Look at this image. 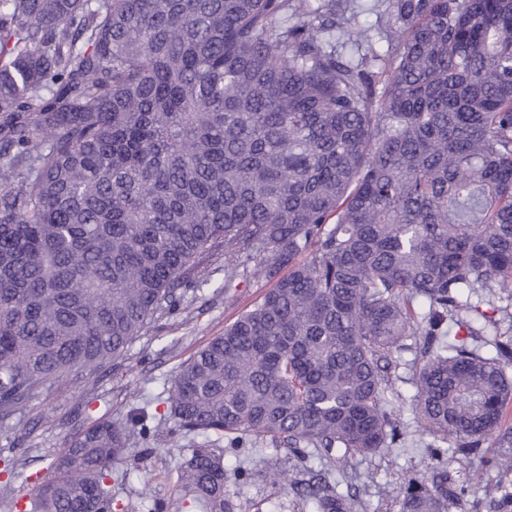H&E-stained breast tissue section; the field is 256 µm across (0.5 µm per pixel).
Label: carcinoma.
Segmentation results:
<instances>
[{"instance_id":"obj_1","label":"carcinoma","mask_w":512,"mask_h":512,"mask_svg":"<svg viewBox=\"0 0 512 512\" xmlns=\"http://www.w3.org/2000/svg\"><path fill=\"white\" fill-rule=\"evenodd\" d=\"M0 0V424L177 309L199 259L272 283L166 390L204 439L175 501L237 512L224 451L343 476L408 447L397 512H451L476 468L512 512V0ZM364 49L356 59L336 42ZM414 340L415 393L399 391ZM147 407L67 442L36 512H116ZM311 473L312 512L354 499ZM362 8L361 12L356 19L357 27L361 29H366L372 27L370 30V34L373 35V42H375V48L380 51H385L387 49V43L385 40H380L379 35L377 33V18L379 17L378 12H382L385 6L381 4V2H376L375 0H362Z\"/></svg>"}]
</instances>
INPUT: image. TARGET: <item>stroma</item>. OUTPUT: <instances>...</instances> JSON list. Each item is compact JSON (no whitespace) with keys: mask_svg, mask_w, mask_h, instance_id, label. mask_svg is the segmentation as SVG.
<instances>
[{"mask_svg":"<svg viewBox=\"0 0 512 512\" xmlns=\"http://www.w3.org/2000/svg\"><path fill=\"white\" fill-rule=\"evenodd\" d=\"M205 282L182 288L178 310L154 321L128 345L117 365L107 367L97 376L84 379L73 376L59 381L48 397L30 402L20 413V424L0 429V512H17V505L28 504L36 485L50 477L56 458L65 449L69 437L88 420L109 417L118 421L127 411L152 398L156 416L167 413L160 393L170 383L183 362L211 338L221 335L225 326L268 289L264 279L236 280L224 285V253L216 251L200 260ZM404 421L412 425L414 447L393 448L375 457L358 459L348 472V481L357 488L356 512H387V494L404 477H427L430 465L428 435L413 426L411 411H404ZM27 448L19 462L22 477H12L5 461L15 446ZM193 446L191 438L179 433L163 434L159 443L145 445L131 442L129 451L116 464V471H129L128 481H113L112 493L131 512H143L150 501L173 499L178 468ZM276 459L286 476L273 484L259 477L267 460ZM248 466L256 473L246 485L229 482L241 512H253L254 506L275 507L276 512H300L290 481L296 470L284 448L257 445Z\"/></svg>","mask_w":512,"mask_h":512,"instance_id":"1","label":"stroma"}]
</instances>
